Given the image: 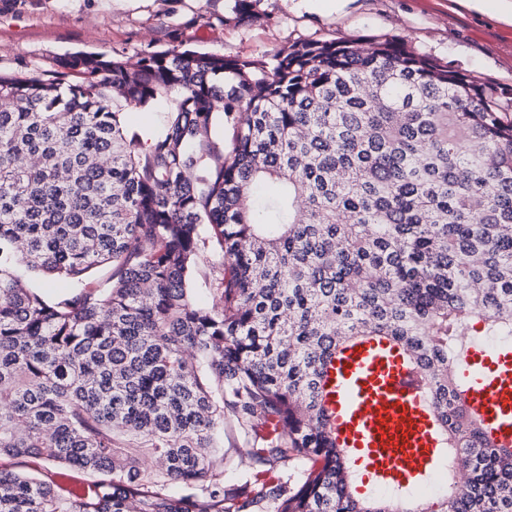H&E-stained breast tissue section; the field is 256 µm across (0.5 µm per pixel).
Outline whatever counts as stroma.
I'll return each instance as SVG.
<instances>
[{
    "label": "stroma",
    "mask_w": 512,
    "mask_h": 512,
    "mask_svg": "<svg viewBox=\"0 0 512 512\" xmlns=\"http://www.w3.org/2000/svg\"><path fill=\"white\" fill-rule=\"evenodd\" d=\"M238 21L234 0H0V71L49 69L78 53L130 63L191 49L268 58L292 42L387 34L449 69L512 87V25L450 0H259Z\"/></svg>",
    "instance_id": "35a3bbf8"
}]
</instances>
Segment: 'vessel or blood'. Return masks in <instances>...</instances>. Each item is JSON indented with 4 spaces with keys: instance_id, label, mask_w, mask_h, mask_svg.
<instances>
[{
    "instance_id": "b4317fda",
    "label": "vessel or blood",
    "mask_w": 512,
    "mask_h": 512,
    "mask_svg": "<svg viewBox=\"0 0 512 512\" xmlns=\"http://www.w3.org/2000/svg\"><path fill=\"white\" fill-rule=\"evenodd\" d=\"M469 409L499 445L512 446V349L471 344ZM336 444L355 455L379 485L415 484L445 453L434 428L425 380L405 356L369 338L333 359L323 380Z\"/></svg>"
}]
</instances>
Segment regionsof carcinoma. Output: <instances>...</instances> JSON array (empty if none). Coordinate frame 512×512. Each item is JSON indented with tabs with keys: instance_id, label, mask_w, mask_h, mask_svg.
Listing matches in <instances>:
<instances>
[{
	"instance_id": "carcinoma-1",
	"label": "carcinoma",
	"mask_w": 512,
	"mask_h": 512,
	"mask_svg": "<svg viewBox=\"0 0 512 512\" xmlns=\"http://www.w3.org/2000/svg\"><path fill=\"white\" fill-rule=\"evenodd\" d=\"M163 98L160 132L124 130ZM95 268L57 298L23 283ZM477 323L512 336V88L386 35L0 73V457L46 464L0 470V512H512V447L457 377ZM358 336L427 378L463 475L436 501L355 497L322 382ZM227 421L251 465L237 486ZM70 469L93 480L68 489ZM242 441L234 428L233 424L227 422L224 424V451L227 453V456L231 459L232 465L225 474V477L229 480H233L239 476V472L243 469L242 467H238L236 469V465L239 463L238 458V448H242Z\"/></svg>"
}]
</instances>
